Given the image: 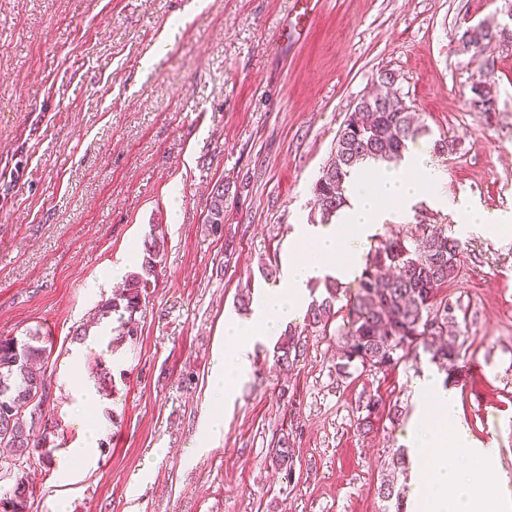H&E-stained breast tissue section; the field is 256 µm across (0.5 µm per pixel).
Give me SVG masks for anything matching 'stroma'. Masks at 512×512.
I'll return each instance as SVG.
<instances>
[{
	"instance_id": "35a3bbf8",
	"label": "stroma",
	"mask_w": 512,
	"mask_h": 512,
	"mask_svg": "<svg viewBox=\"0 0 512 512\" xmlns=\"http://www.w3.org/2000/svg\"><path fill=\"white\" fill-rule=\"evenodd\" d=\"M294 10V0H0V336L37 333L51 351L46 409L64 430L52 454L81 434L82 384L99 394L93 468L60 484L38 458L0 457V488L27 479L29 512H51L54 497L66 512H388L386 479L416 512L430 463L391 460L427 410L414 381L431 367L471 438L497 448L483 479L512 501V233L462 237L446 288L466 314L459 360L436 367L422 352L341 376L335 326L308 334L286 369L269 338L224 410L223 438L197 449L216 407L224 321L249 316L289 255L307 252L297 232L320 221L313 185L378 73L393 71L433 133L456 138L434 160L444 192L512 215V46L489 44L475 61L457 42L478 21H511L504 0H315L309 29L281 43ZM482 63L497 95L489 115L467 104ZM219 186L217 227L205 217ZM156 224L165 242L138 337L113 344L111 320L94 315L119 286L113 266L142 252ZM81 328L97 348L75 340ZM471 362L483 374L466 383ZM373 393L401 413L381 410L364 434L359 406ZM284 435L289 473L269 456Z\"/></svg>"
}]
</instances>
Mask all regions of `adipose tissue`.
Wrapping results in <instances>:
<instances>
[{"label":"adipose tissue","mask_w":512,"mask_h":512,"mask_svg":"<svg viewBox=\"0 0 512 512\" xmlns=\"http://www.w3.org/2000/svg\"><path fill=\"white\" fill-rule=\"evenodd\" d=\"M446 180V174L431 163L428 154L418 150L410 165L380 167L357 179L349 188L347 206L336 223L301 225L299 237L310 245V252L290 259L282 281L256 300L251 314L224 328L234 345L218 351L212 361V392L220 410L202 425L201 449L222 438V409L233 404L240 384L248 376L254 345L275 335L295 317L306 302L310 283L329 276L343 283L353 279L363 245L383 224L407 223L424 189L435 190V202L460 215L463 231L498 236L512 229V215L490 214L442 194ZM418 389L430 399L431 410L412 422L407 441L410 448L429 454L432 461V481L419 495L418 512H501L497 489L482 484L478 476L480 466L493 459V446L468 441L452 388L427 373L419 379ZM96 439V429L86 428L83 439L60 454L58 481H67L76 470L93 465Z\"/></svg>","instance_id":"adipose-tissue-1"}]
</instances>
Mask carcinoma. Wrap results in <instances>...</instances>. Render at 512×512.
Listing matches in <instances>:
<instances>
[{
    "mask_svg": "<svg viewBox=\"0 0 512 512\" xmlns=\"http://www.w3.org/2000/svg\"><path fill=\"white\" fill-rule=\"evenodd\" d=\"M512 42V28L490 21L466 27L459 37L463 51L478 58L493 42ZM380 92L362 97L345 116L337 134L334 153L324 166L314 185V206L322 223L329 224L347 206V186L371 160L398 165L409 153V145L417 139L432 135L428 125L420 121L400 96L398 76L384 71L377 77ZM468 105L487 115L496 111L495 92L487 76L480 75L469 87ZM437 156L452 154L456 141L446 136L430 140ZM206 223H224V189L219 187L211 197ZM422 236L384 238L371 248L366 266L350 292L347 302L341 300L342 283L325 279V294L311 301L307 309L306 327L325 328L342 312L338 328L341 349L336 363L338 373L349 369L388 371L418 349L432 359L453 362L460 355L461 344L449 334L458 324L459 307L448 301L443 290L461 265L464 248L455 232L448 227L435 230L421 220ZM146 258L140 271L126 278L125 286L101 305V316L117 315L119 336L133 341L138 336L135 315L141 311L142 298L151 277L155 276L156 258L160 252V237L154 235L144 243ZM304 332L288 329L277 342L276 362L289 366L305 353ZM15 350L13 340L0 336V455L14 460L30 458L49 438L48 429L60 430L57 419L53 426H40L23 410L27 401L38 395L48 376L44 364L49 359L47 347L32 336ZM383 405L379 396L366 398L365 416L359 418V429H372L378 408ZM272 463L279 469L293 465L294 449L288 438H281L271 449ZM32 491L19 479L0 495V512H29Z\"/></svg>",
    "mask_w": 512,
    "mask_h": 512,
    "instance_id": "carcinoma-1",
    "label": "carcinoma"
}]
</instances>
